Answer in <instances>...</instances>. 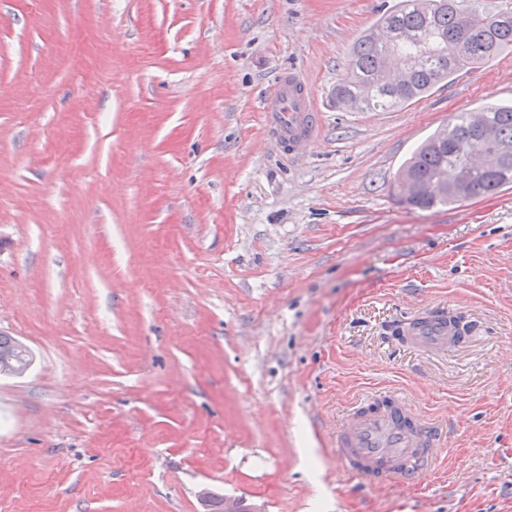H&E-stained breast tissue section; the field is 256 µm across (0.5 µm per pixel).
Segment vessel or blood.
I'll return each mask as SVG.
<instances>
[{"mask_svg":"<svg viewBox=\"0 0 512 512\" xmlns=\"http://www.w3.org/2000/svg\"><path fill=\"white\" fill-rule=\"evenodd\" d=\"M280 87L265 104V122L273 138L298 148L318 132L320 118L297 73L285 74ZM408 344L445 352L461 345L448 317L428 311L407 322ZM336 444L343 467L352 474L378 481L396 478L403 484L429 469L442 447L440 429L426 422L396 393L373 392L346 413Z\"/></svg>","mask_w":512,"mask_h":512,"instance_id":"1","label":"vessel or blood"}]
</instances>
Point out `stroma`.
Masks as SVG:
<instances>
[{"label":"stroma","instance_id":"35a3bbf8","mask_svg":"<svg viewBox=\"0 0 512 512\" xmlns=\"http://www.w3.org/2000/svg\"><path fill=\"white\" fill-rule=\"evenodd\" d=\"M395 0H0V512H512V187L401 204L460 112L512 104V54L386 112L331 102ZM322 114L270 136L283 70ZM469 328L400 341L423 309ZM440 423L413 485L342 467L349 405ZM5 356H9L13 360V363L19 366L30 361V355L26 347L23 348L22 344L13 337L0 335V359ZM31 363L32 362H30L26 367L20 369L11 362L1 359L0 378L21 377L29 369Z\"/></svg>","mask_w":512,"mask_h":512}]
</instances>
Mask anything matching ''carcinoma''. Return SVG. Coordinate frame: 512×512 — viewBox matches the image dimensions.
<instances>
[{"mask_svg":"<svg viewBox=\"0 0 512 512\" xmlns=\"http://www.w3.org/2000/svg\"><path fill=\"white\" fill-rule=\"evenodd\" d=\"M384 27L388 39L378 40ZM512 49V0H398L354 43L344 74L333 88L336 105L353 112L387 111L430 93L456 74L480 67ZM415 60L409 77L385 82L387 61ZM410 189L409 207L454 205L512 185V106L487 104L457 114L424 141L395 181ZM30 361L15 338L0 335V359Z\"/></svg>","mask_w":512,"mask_h":512,"instance_id":"cac0c4a2","label":"carcinoma"}]
</instances>
